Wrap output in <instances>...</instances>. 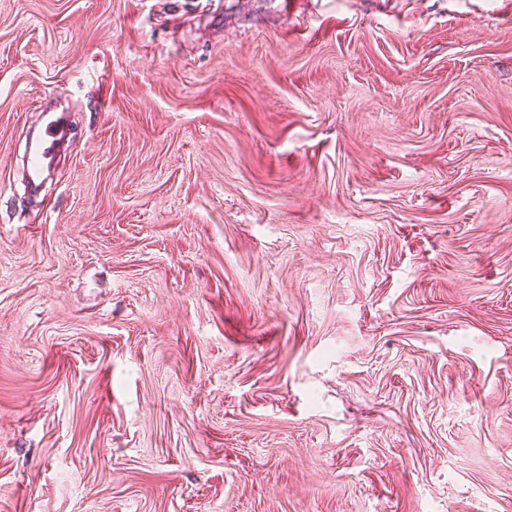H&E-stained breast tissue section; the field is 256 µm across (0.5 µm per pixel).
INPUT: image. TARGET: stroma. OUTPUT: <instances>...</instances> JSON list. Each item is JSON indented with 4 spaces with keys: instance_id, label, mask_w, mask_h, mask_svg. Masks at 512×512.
<instances>
[{
    "instance_id": "1",
    "label": "stroma",
    "mask_w": 512,
    "mask_h": 512,
    "mask_svg": "<svg viewBox=\"0 0 512 512\" xmlns=\"http://www.w3.org/2000/svg\"><path fill=\"white\" fill-rule=\"evenodd\" d=\"M0 512H512V0H0ZM42 114L41 122L29 132L25 156L28 184L39 187L57 155L60 145L70 135V124L66 122L65 113Z\"/></svg>"
}]
</instances>
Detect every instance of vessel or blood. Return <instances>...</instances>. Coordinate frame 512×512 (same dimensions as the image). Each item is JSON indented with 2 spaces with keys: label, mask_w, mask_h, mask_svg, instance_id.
Returning <instances> with one entry per match:
<instances>
[{
  "label": "vessel or blood",
  "mask_w": 512,
  "mask_h": 512,
  "mask_svg": "<svg viewBox=\"0 0 512 512\" xmlns=\"http://www.w3.org/2000/svg\"><path fill=\"white\" fill-rule=\"evenodd\" d=\"M70 135V124L63 115L46 112L27 138L25 156L27 181L39 187L57 155L60 145Z\"/></svg>",
  "instance_id": "obj_1"
}]
</instances>
